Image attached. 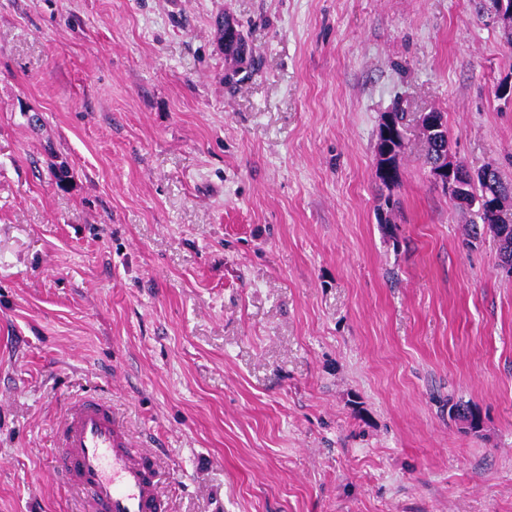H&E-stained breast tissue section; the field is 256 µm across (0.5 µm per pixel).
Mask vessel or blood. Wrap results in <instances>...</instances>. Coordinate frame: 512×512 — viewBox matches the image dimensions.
<instances>
[{"label": "vessel or blood", "mask_w": 512, "mask_h": 512, "mask_svg": "<svg viewBox=\"0 0 512 512\" xmlns=\"http://www.w3.org/2000/svg\"><path fill=\"white\" fill-rule=\"evenodd\" d=\"M54 444L64 479L87 494L90 512H169L158 451L141 447L103 397L86 393L67 402Z\"/></svg>", "instance_id": "1"}]
</instances>
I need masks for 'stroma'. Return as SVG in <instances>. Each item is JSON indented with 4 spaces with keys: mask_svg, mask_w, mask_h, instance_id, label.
Wrapping results in <instances>:
<instances>
[{
    "mask_svg": "<svg viewBox=\"0 0 512 512\" xmlns=\"http://www.w3.org/2000/svg\"><path fill=\"white\" fill-rule=\"evenodd\" d=\"M510 80L491 0H0V512H88L85 392L170 512H512V276L418 122L512 178ZM421 127L426 135L431 138L432 144L436 143V149L438 150V159L432 165L435 157L430 153H427V160H424L425 164H430L431 170L430 174L432 176V180L439 186H447L448 187V196L454 201L458 202L459 200L456 198V195L453 193V189L465 192L466 187H463L459 181L465 180L466 177L462 175L463 172H467L469 178L477 180L478 176H481L488 184L490 183V174L491 169L485 168L478 172H472L465 165L461 164L456 158L452 157V155L447 151H445L441 145V134L440 131L442 128L440 127L439 120L431 113H424L422 119L420 121ZM455 175V178H454Z\"/></svg>",
    "mask_w": 512,
    "mask_h": 512,
    "instance_id": "1",
    "label": "stroma"
}]
</instances>
